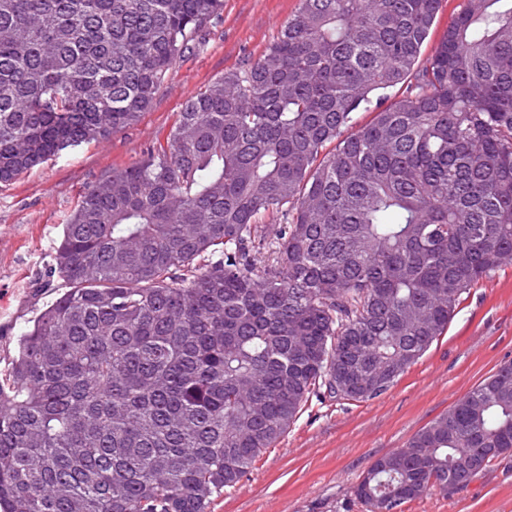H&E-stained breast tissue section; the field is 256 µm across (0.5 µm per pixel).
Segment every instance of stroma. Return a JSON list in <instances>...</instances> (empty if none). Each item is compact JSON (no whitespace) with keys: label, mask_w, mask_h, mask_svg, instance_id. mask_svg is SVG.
<instances>
[{"label":"stroma","mask_w":512,"mask_h":512,"mask_svg":"<svg viewBox=\"0 0 512 512\" xmlns=\"http://www.w3.org/2000/svg\"><path fill=\"white\" fill-rule=\"evenodd\" d=\"M299 0H224L222 15L170 70L139 121L110 142L89 143L0 187V369L55 294L44 286L55 245L78 200L113 169L138 162L209 82L257 59ZM512 362V266L471 288L442 336L378 398L321 393L275 448L210 512H367L353 488L373 462L406 447L498 367ZM405 512H512V453L465 486L408 503Z\"/></svg>","instance_id":"stroma-1"}]
</instances>
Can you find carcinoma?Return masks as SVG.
I'll return each mask as SVG.
<instances>
[{"instance_id":"1","label":"carcinoma","mask_w":512,"mask_h":512,"mask_svg":"<svg viewBox=\"0 0 512 512\" xmlns=\"http://www.w3.org/2000/svg\"><path fill=\"white\" fill-rule=\"evenodd\" d=\"M441 4L300 0L81 196L0 372V512H208L320 389L382 395L512 265V0H466L422 65ZM223 11L0 0V187L136 123ZM511 452L507 363L353 494L403 512Z\"/></svg>"}]
</instances>
